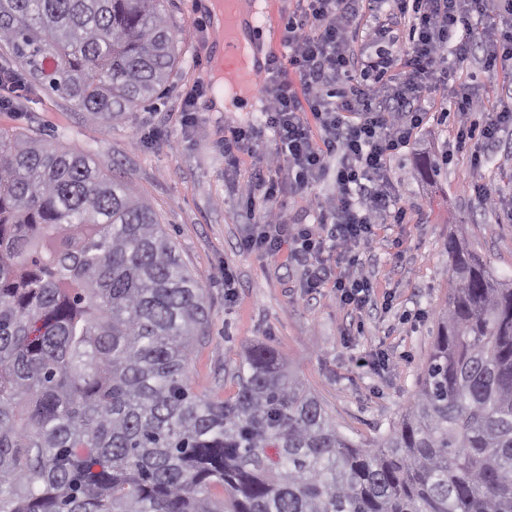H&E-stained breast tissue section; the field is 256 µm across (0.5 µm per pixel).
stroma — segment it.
<instances>
[{"instance_id": "obj_1", "label": "stroma", "mask_w": 512, "mask_h": 512, "mask_svg": "<svg viewBox=\"0 0 512 512\" xmlns=\"http://www.w3.org/2000/svg\"><path fill=\"white\" fill-rule=\"evenodd\" d=\"M210 2L171 0L179 58L153 102L107 127L26 80L14 95L19 111L0 112V128L37 132L48 145L117 165L156 211L206 292L208 332L187 370L194 393L229 395L243 355L266 344L346 436L359 442L389 434L410 411L435 342L437 315L448 299L449 239L482 257L496 277L512 280V126L480 142L477 165L470 148L456 146L461 117L450 109L452 95L472 94L479 109L468 120L481 126L485 113L512 98V70H484L477 54L460 64L446 55L453 81L426 97L423 124L388 163L404 222L376 225L357 263L332 265L338 276L369 282V302L356 310L340 303L332 285L305 288L306 268L294 259L292 243L273 258L240 247L254 222L242 195L256 170L285 165L287 151L263 126L266 103L251 102L245 112L217 109ZM198 84L203 94L188 123L185 96ZM248 126L261 130L257 146L230 166L224 134ZM426 160L434 167L425 173ZM335 169L328 163L325 175L304 189L285 184L281 203L290 223L315 227L334 198ZM228 269L235 276L230 294ZM362 357L368 367H357Z\"/></svg>"}]
</instances>
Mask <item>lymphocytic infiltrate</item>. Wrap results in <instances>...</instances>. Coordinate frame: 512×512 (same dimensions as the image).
I'll use <instances>...</instances> for the list:
<instances>
[{
	"instance_id": "obj_1",
	"label": "lymphocytic infiltrate",
	"mask_w": 512,
	"mask_h": 512,
	"mask_svg": "<svg viewBox=\"0 0 512 512\" xmlns=\"http://www.w3.org/2000/svg\"><path fill=\"white\" fill-rule=\"evenodd\" d=\"M363 0H299L281 33L293 78L265 79L269 106L266 124L288 151V175L308 186L336 160V197L323 211L322 233L289 227L279 205L282 185L258 178L247 191V212L264 205V216L243 239L245 250L271 256L286 240L308 268L310 289L333 284L341 303L362 304L370 285L334 276L323 258L326 243L339 244L348 262L368 242L375 225L403 223L386 177L387 160L410 143L423 122L421 103L428 93L447 89L452 72L440 56L450 48L456 61L473 52V21L487 17L498 3L482 57L484 69L512 62V0H393L391 16L413 19L411 52H354L351 33Z\"/></svg>"
}]
</instances>
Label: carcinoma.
Masks as SVG:
<instances>
[{"instance_id": "obj_1", "label": "carcinoma", "mask_w": 512, "mask_h": 512, "mask_svg": "<svg viewBox=\"0 0 512 512\" xmlns=\"http://www.w3.org/2000/svg\"><path fill=\"white\" fill-rule=\"evenodd\" d=\"M169 0H0L17 67L110 126L177 61ZM417 400L355 444L257 346L193 393L205 290L122 172L0 128V512H512V282L448 246Z\"/></svg>"}]
</instances>
